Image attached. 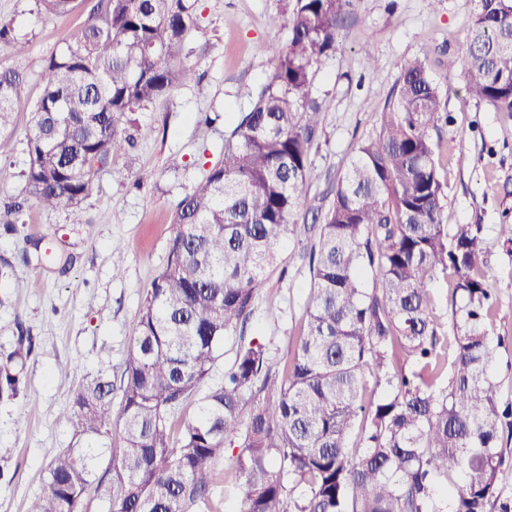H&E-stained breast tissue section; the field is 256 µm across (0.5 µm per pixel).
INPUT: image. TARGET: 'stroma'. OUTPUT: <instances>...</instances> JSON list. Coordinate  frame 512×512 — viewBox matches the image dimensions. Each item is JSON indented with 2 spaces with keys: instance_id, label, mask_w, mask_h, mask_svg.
<instances>
[{
  "instance_id": "obj_1",
  "label": "stroma",
  "mask_w": 512,
  "mask_h": 512,
  "mask_svg": "<svg viewBox=\"0 0 512 512\" xmlns=\"http://www.w3.org/2000/svg\"><path fill=\"white\" fill-rule=\"evenodd\" d=\"M95 2L49 16L35 0H0V22L25 46L19 53L15 43L0 42V68L23 71L29 83L28 98L15 107L13 151L0 158V213L23 205L0 221V269L7 271L0 276V354L22 332L32 346L18 396L0 400V512H27L51 458L72 446L61 414L79 384L100 371L119 379L144 292L167 259L171 216L222 160L225 139L272 69L270 46L288 39L286 25L270 23L286 0H197L198 27L185 54L198 83L121 116L118 129L134 145L101 167L75 218L41 209L26 191L29 114L46 61L89 23ZM476 8V0H354L338 48L313 83L321 124L297 231L279 246L244 334L263 339L272 356L287 357L303 329L313 213L328 207L358 143L375 132L402 65L426 51L445 104V121L431 131L441 145L445 202L457 223L484 227L485 286L497 298L489 334L504 340L492 377L501 398L512 401V243L502 232L512 223V114L471 98L460 74L448 71ZM241 337L225 339L212 382L223 380ZM62 365L67 374H58ZM237 454L226 449L216 466L212 512H238Z\"/></svg>"
}]
</instances>
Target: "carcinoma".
Here are the masks:
<instances>
[{"instance_id":"1","label":"carcinoma","mask_w":512,"mask_h":512,"mask_svg":"<svg viewBox=\"0 0 512 512\" xmlns=\"http://www.w3.org/2000/svg\"><path fill=\"white\" fill-rule=\"evenodd\" d=\"M352 0H288V43L224 158L171 218L167 262L146 289L120 378L122 425L109 478L96 461L112 435L114 382L86 380L62 418L76 445L51 460L28 512H82L96 485L109 512H204L215 465L238 448L239 512H491L512 436V402L489 376L501 341L485 288L483 228L445 204L438 144L428 129L442 100L428 54L407 60L380 128L363 139L313 225L306 322L293 352L238 345L210 382L224 339L243 331L278 246L296 228L320 125L313 81L336 53ZM465 50L448 63L465 90L512 113V0H477ZM196 0H98L95 19L45 64L30 117L27 192L75 213L96 165L125 150L124 112L196 80L184 44ZM63 15L78 0H36ZM27 77L0 70V156ZM461 292L452 339L431 307L435 279ZM371 287H366V281ZM30 338L0 357V399L19 394ZM370 375H365V370ZM371 397H366V394ZM197 414L179 434L190 400ZM357 437H352L356 427ZM286 471L300 496H287Z\"/></svg>"}]
</instances>
